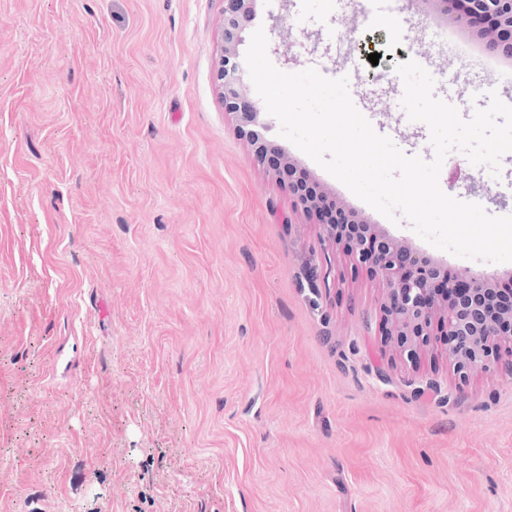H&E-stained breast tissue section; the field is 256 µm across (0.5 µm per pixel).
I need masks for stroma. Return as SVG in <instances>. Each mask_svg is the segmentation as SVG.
<instances>
[{"label":"stroma","instance_id":"stroma-1","mask_svg":"<svg viewBox=\"0 0 512 512\" xmlns=\"http://www.w3.org/2000/svg\"><path fill=\"white\" fill-rule=\"evenodd\" d=\"M223 23L220 0H0V512H512V371L463 377L384 336L379 280L225 114ZM259 28L276 68L349 75L426 161L395 64L512 98V69L455 54L424 0H256ZM244 86L327 196L449 269L512 273L389 221ZM439 184L512 215V152L495 175L451 152Z\"/></svg>","mask_w":512,"mask_h":512}]
</instances>
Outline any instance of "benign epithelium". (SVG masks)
Wrapping results in <instances>:
<instances>
[{
  "instance_id": "1",
  "label": "benign epithelium",
  "mask_w": 512,
  "mask_h": 512,
  "mask_svg": "<svg viewBox=\"0 0 512 512\" xmlns=\"http://www.w3.org/2000/svg\"><path fill=\"white\" fill-rule=\"evenodd\" d=\"M445 21L479 29L492 55H512V0H432ZM255 0H223L224 27L215 70L224 111L254 148L257 162L275 157L276 149L258 131V109L244 90L238 47L254 11ZM274 171L288 190L292 205L323 228L324 240L341 245L355 266L373 271L385 288L383 310L387 335L413 358L432 343L445 346L448 360L465 373L489 370L502 351L512 356V284L495 274L450 270L371 224L328 203L313 184L296 174L285 158L276 157Z\"/></svg>"
}]
</instances>
